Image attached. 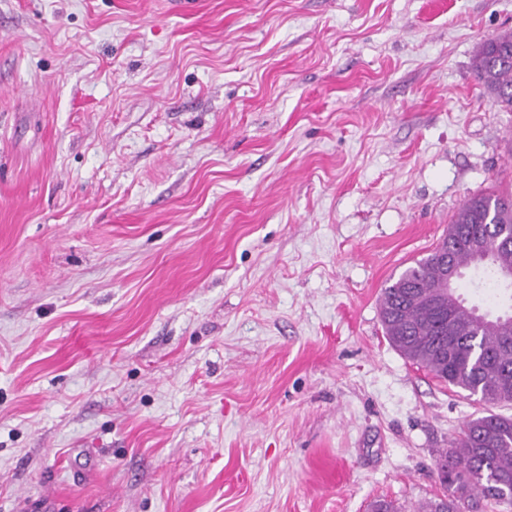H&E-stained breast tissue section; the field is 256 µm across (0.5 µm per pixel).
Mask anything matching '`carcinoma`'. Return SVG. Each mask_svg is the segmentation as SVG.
<instances>
[{
  "instance_id": "cac0c4a2",
  "label": "carcinoma",
  "mask_w": 512,
  "mask_h": 512,
  "mask_svg": "<svg viewBox=\"0 0 512 512\" xmlns=\"http://www.w3.org/2000/svg\"><path fill=\"white\" fill-rule=\"evenodd\" d=\"M479 84L503 109L512 111V33L481 42L473 60ZM467 227V236L448 243V263L458 275L468 267L483 268L503 283L512 269V249L497 245L499 232L512 233V193H482L467 198L451 219ZM441 287L437 255L430 253L406 268L384 288L380 317L389 343L405 358L440 381L479 397L489 406L470 419L451 447L440 453L438 477L443 498L419 512H485L491 504L512 505V416L492 407L512 404V313H477L453 293L447 309L437 312L423 303L407 304L414 291L432 297ZM461 330L454 350H448L444 328Z\"/></svg>"
}]
</instances>
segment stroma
I'll use <instances>...</instances> for the list:
<instances>
[{
  "label": "stroma",
  "instance_id": "1",
  "mask_svg": "<svg viewBox=\"0 0 512 512\" xmlns=\"http://www.w3.org/2000/svg\"><path fill=\"white\" fill-rule=\"evenodd\" d=\"M503 32L512 0H0V512L442 497L485 406L380 297L512 191ZM473 70L479 84L496 103L512 111V33L504 32L481 42Z\"/></svg>",
  "mask_w": 512,
  "mask_h": 512
}]
</instances>
